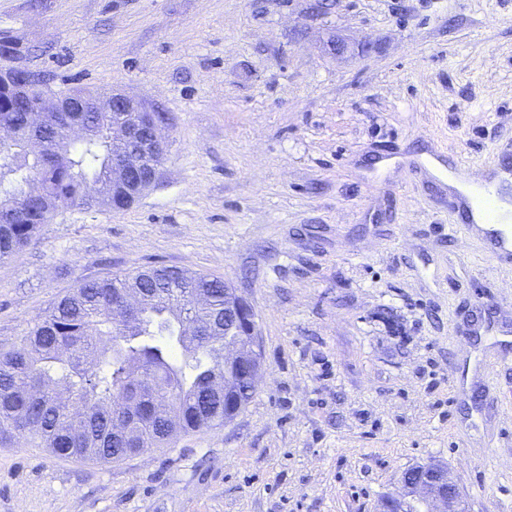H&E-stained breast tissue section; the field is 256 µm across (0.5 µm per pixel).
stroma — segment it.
I'll use <instances>...</instances> for the list:
<instances>
[{
  "label": "stroma",
  "mask_w": 512,
  "mask_h": 512,
  "mask_svg": "<svg viewBox=\"0 0 512 512\" xmlns=\"http://www.w3.org/2000/svg\"><path fill=\"white\" fill-rule=\"evenodd\" d=\"M1 30L53 91L160 114L167 151L129 208L60 209L0 260V350L82 281L176 267L253 305L263 367L233 422L122 461L0 442V512H376L430 460L512 512V368L483 383L512 266L392 166L499 162L512 0H0Z\"/></svg>",
  "instance_id": "stroma-1"
}]
</instances>
